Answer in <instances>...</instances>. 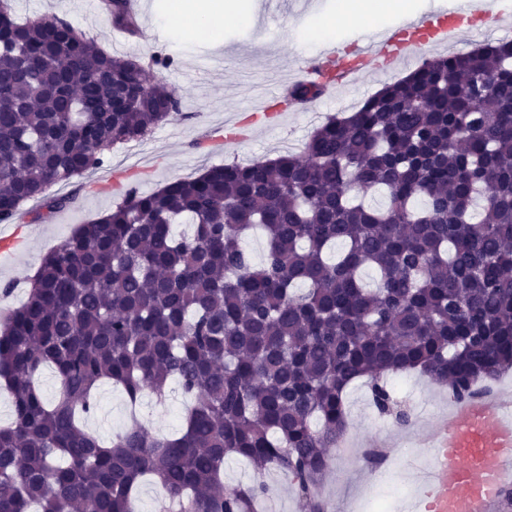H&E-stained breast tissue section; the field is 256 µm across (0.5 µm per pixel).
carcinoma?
<instances>
[{
	"label": "carcinoma",
	"mask_w": 512,
	"mask_h": 512,
	"mask_svg": "<svg viewBox=\"0 0 512 512\" xmlns=\"http://www.w3.org/2000/svg\"><path fill=\"white\" fill-rule=\"evenodd\" d=\"M113 24L134 33L125 0ZM317 85L289 94L308 101ZM182 106L139 59L97 47L65 19L18 21L0 4V223L50 186L103 165ZM377 189L387 203L365 202ZM482 200L480 219L471 208ZM187 218L192 231L172 225ZM264 230L254 264L242 235ZM344 250L334 261L327 251ZM378 273L367 288L362 271ZM60 383L49 404L36 384ZM512 368V41L425 60L319 125L300 154L208 168L130 189L44 259L0 323V512H132L152 477L179 512H256L258 477L222 485L224 460L273 468L306 512L346 426V390L417 370L456 401ZM176 381L192 405L174 437L135 423L110 443L82 419L119 384L133 404Z\"/></svg>",
	"instance_id": "cac0c4a2"
}]
</instances>
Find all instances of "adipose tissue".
Here are the masks:
<instances>
[{
	"label": "adipose tissue",
	"mask_w": 512,
	"mask_h": 512,
	"mask_svg": "<svg viewBox=\"0 0 512 512\" xmlns=\"http://www.w3.org/2000/svg\"><path fill=\"white\" fill-rule=\"evenodd\" d=\"M412 8L410 0H338L336 12L330 17H317L300 32L301 40L318 45L329 39L337 27L357 21L371 22L395 14L404 16ZM235 15L239 22L250 20L249 13L236 9L231 0H176L164 21L185 38H220L225 15Z\"/></svg>",
	"instance_id": "adipose-tissue-1"
}]
</instances>
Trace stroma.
Segmentation results:
<instances>
[{"mask_svg": "<svg viewBox=\"0 0 512 512\" xmlns=\"http://www.w3.org/2000/svg\"><path fill=\"white\" fill-rule=\"evenodd\" d=\"M170 3L143 0L139 31L132 35L97 14L95 0H11L17 18L55 14L107 52L138 57L150 79H164L176 88L182 111L159 124L143 142L123 145L124 161H117V153L108 152L106 164L93 175L51 186L49 195L68 197L66 207L51 211L34 202L21 206L19 215L34 226L35 234L27 251L0 258V311L19 306L44 256L79 225L120 203L129 184L151 192L170 181L198 176L214 165L276 158L283 145L301 152L311 133L328 117L352 111L412 69L405 63L382 73L364 74L350 91L289 107L282 126L254 131L227 148L221 142L225 117L244 113L251 105L254 84L264 82L269 75H278L289 87L297 83L309 59L298 50V33L313 15L332 13L336 0H240L242 8L252 11L253 24L244 26L225 18L224 33L218 41L205 37L187 41L169 29L163 18ZM158 52L172 56L174 66L164 71L152 66L151 57ZM410 379L419 392L411 397V422L406 426L379 414L364 381L347 388L355 438L364 450L379 449L383 460L375 465L361 455L342 461L335 449H327L321 493L328 512H374L379 498L386 500L389 512H401L412 497L415 486L408 472L427 454L420 431L433 414L446 412L452 399L447 389L432 385L426 377L414 373ZM96 399L97 410L85 425L106 441L123 430L134 415L152 432L173 433L180 426L185 405L181 394L171 391L161 402L153 394H144L133 407L122 387L109 382L100 385Z\"/></svg>", "mask_w": 512, "mask_h": 512, "instance_id": "35a3bbf8", "label": "stroma"}]
</instances>
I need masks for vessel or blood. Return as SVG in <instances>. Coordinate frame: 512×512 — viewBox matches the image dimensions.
Wrapping results in <instances>:
<instances>
[{"instance_id":"b4317fda","label":"vessel or blood","mask_w":512,"mask_h":512,"mask_svg":"<svg viewBox=\"0 0 512 512\" xmlns=\"http://www.w3.org/2000/svg\"><path fill=\"white\" fill-rule=\"evenodd\" d=\"M490 0H450L432 15L356 38L318 58L307 70L328 69L333 88L350 86L369 63L408 61L458 35H482ZM274 92L262 93L251 123L276 127L283 111ZM427 470L405 512H500L512 490V393L494 390L457 402L432 420L424 435Z\"/></svg>"}]
</instances>
